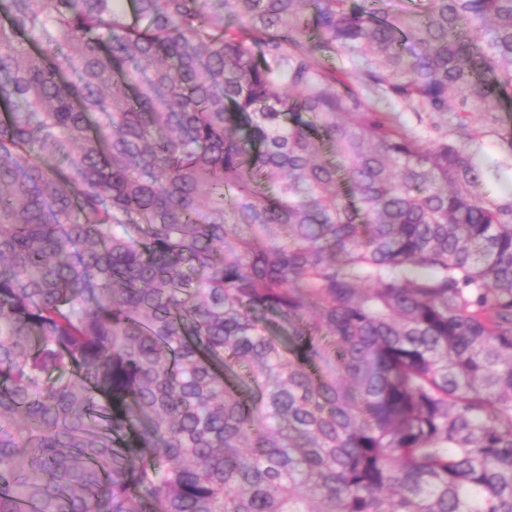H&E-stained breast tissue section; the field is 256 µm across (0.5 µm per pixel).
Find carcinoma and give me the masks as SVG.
<instances>
[{"mask_svg":"<svg viewBox=\"0 0 512 512\" xmlns=\"http://www.w3.org/2000/svg\"><path fill=\"white\" fill-rule=\"evenodd\" d=\"M0 15V512H512V0ZM479 143L480 153L496 166L491 171V182L494 187L497 190L512 192V156L501 151L497 134L493 132L484 133Z\"/></svg>","mask_w":512,"mask_h":512,"instance_id":"1","label":"carcinoma"}]
</instances>
